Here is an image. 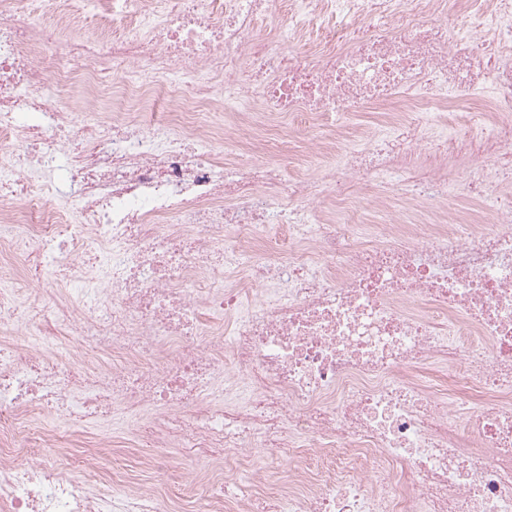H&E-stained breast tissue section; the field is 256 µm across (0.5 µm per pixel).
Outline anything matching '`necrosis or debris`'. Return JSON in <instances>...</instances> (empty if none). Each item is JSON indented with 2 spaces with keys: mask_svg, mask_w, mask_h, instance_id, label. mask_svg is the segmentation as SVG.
<instances>
[{
  "mask_svg": "<svg viewBox=\"0 0 512 512\" xmlns=\"http://www.w3.org/2000/svg\"><path fill=\"white\" fill-rule=\"evenodd\" d=\"M23 143L70 159L72 205ZM0 263V512H512V0H0ZM91 418L209 493L72 478ZM162 463L167 474L174 473L182 475L183 481L178 480L169 487L172 494L180 496L192 479V473L186 465V460L181 448H168L162 454Z\"/></svg>",
  "mask_w": 512,
  "mask_h": 512,
  "instance_id": "necrosis-or-debris-1",
  "label": "necrosis or debris"
}]
</instances>
